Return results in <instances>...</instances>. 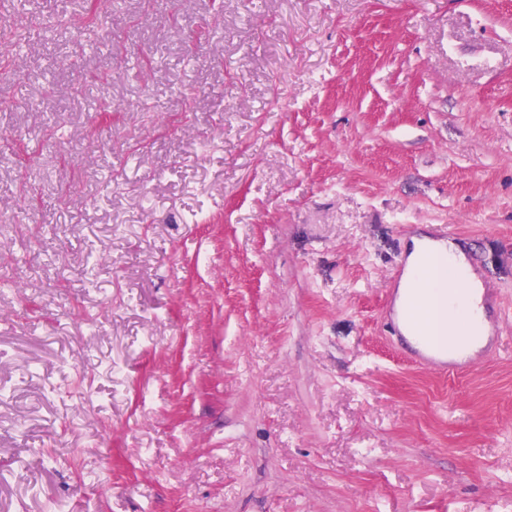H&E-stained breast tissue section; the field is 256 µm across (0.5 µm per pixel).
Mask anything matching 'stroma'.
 Segmentation results:
<instances>
[{"label":"stroma","mask_w":512,"mask_h":512,"mask_svg":"<svg viewBox=\"0 0 512 512\" xmlns=\"http://www.w3.org/2000/svg\"><path fill=\"white\" fill-rule=\"evenodd\" d=\"M437 225L503 308L446 376ZM0 274V512H512V0H0ZM416 279L417 287L412 290L399 311L395 309V303L390 301L392 332L397 340L409 346L408 352L412 360L430 370L453 373L462 368L475 367L494 354L500 338L498 327L477 352L452 351L447 346H441L435 336L438 325L452 302L447 298L440 301L436 297L433 289V269L429 260L423 261Z\"/></svg>","instance_id":"1"}]
</instances>
